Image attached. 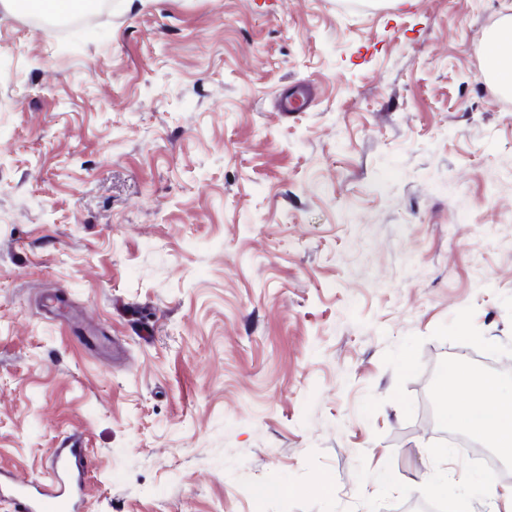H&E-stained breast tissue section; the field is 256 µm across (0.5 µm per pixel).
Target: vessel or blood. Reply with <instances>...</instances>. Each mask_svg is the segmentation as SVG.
I'll return each mask as SVG.
<instances>
[{
  "instance_id": "1",
  "label": "vessel or blood",
  "mask_w": 512,
  "mask_h": 512,
  "mask_svg": "<svg viewBox=\"0 0 512 512\" xmlns=\"http://www.w3.org/2000/svg\"><path fill=\"white\" fill-rule=\"evenodd\" d=\"M90 457L84 442L65 438L53 449L49 479L44 487L0 472V499L7 500L11 512H78L80 501L90 494Z\"/></svg>"
}]
</instances>
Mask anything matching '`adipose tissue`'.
<instances>
[{"mask_svg":"<svg viewBox=\"0 0 512 512\" xmlns=\"http://www.w3.org/2000/svg\"><path fill=\"white\" fill-rule=\"evenodd\" d=\"M512 41V25L500 27L484 42V69L500 86L512 87V56L502 51ZM440 390H453L456 400L448 412L462 429L492 441L497 454L512 461V389L504 388L493 377L475 374L460 366L446 375Z\"/></svg>","mask_w":512,"mask_h":512,"instance_id":"adipose-tissue-1","label":"adipose tissue"}]
</instances>
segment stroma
<instances>
[{"label": "stroma", "mask_w": 512, "mask_h": 512, "mask_svg": "<svg viewBox=\"0 0 512 512\" xmlns=\"http://www.w3.org/2000/svg\"><path fill=\"white\" fill-rule=\"evenodd\" d=\"M508 15L0 7V470L44 480L76 433L85 512H505L436 385L512 382ZM512 41V25L500 27L484 42V69L491 72L497 83L506 88L512 87V57L502 52V45Z\"/></svg>", "instance_id": "35a3bbf8"}]
</instances>
